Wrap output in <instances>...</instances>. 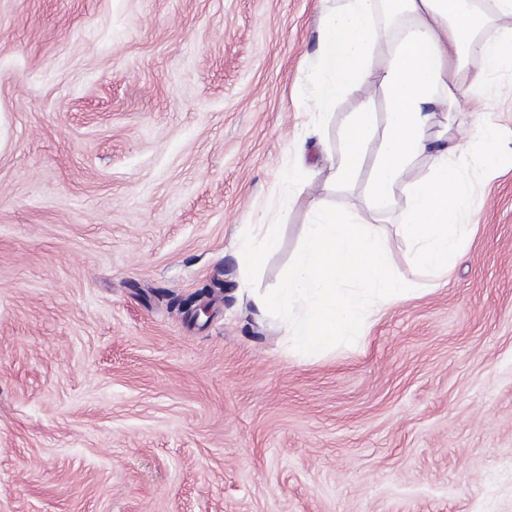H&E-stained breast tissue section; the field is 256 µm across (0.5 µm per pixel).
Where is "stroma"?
<instances>
[{
    "mask_svg": "<svg viewBox=\"0 0 512 512\" xmlns=\"http://www.w3.org/2000/svg\"><path fill=\"white\" fill-rule=\"evenodd\" d=\"M322 8L0 0V512H512V75L426 130L473 192L434 275L367 195L376 144L330 182L347 121L386 101L307 99ZM319 203L383 228L410 291L302 360L250 296ZM261 224L280 246L244 269Z\"/></svg>",
    "mask_w": 512,
    "mask_h": 512,
    "instance_id": "35a3bbf8",
    "label": "stroma"
}]
</instances>
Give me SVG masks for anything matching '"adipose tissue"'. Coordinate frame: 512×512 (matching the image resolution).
<instances>
[{"label": "adipose tissue", "mask_w": 512, "mask_h": 512, "mask_svg": "<svg viewBox=\"0 0 512 512\" xmlns=\"http://www.w3.org/2000/svg\"><path fill=\"white\" fill-rule=\"evenodd\" d=\"M384 9L404 22L379 77L388 101L385 125L377 127L373 112L354 113L342 135L334 179L339 184L355 179L368 144L378 140L369 197L377 204L404 199L402 231L414 264L445 272L469 231L464 217L472 188L464 159L445 149L431 151L425 130L435 111L481 104L486 74L473 76L464 87L457 80L470 58H480L495 71L512 70V28L499 24L512 17V0H491L487 12L466 0H342L340 7H326L318 64L308 88L322 111H331L342 93L370 79L371 51ZM426 154L432 157V177L410 179L411 162Z\"/></svg>", "instance_id": "1"}]
</instances>
